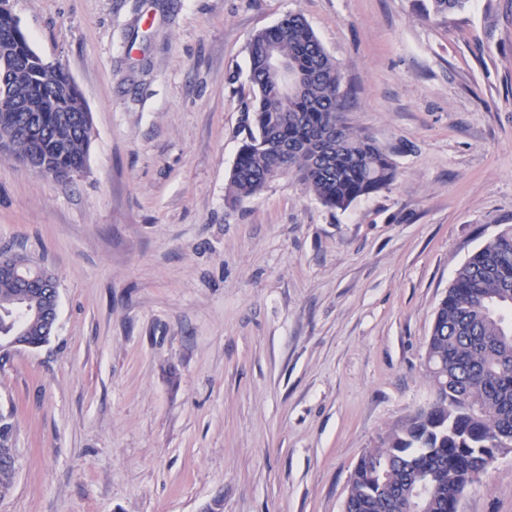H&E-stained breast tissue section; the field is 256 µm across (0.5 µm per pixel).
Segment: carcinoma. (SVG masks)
I'll use <instances>...</instances> for the list:
<instances>
[{"label": "carcinoma", "instance_id": "cac0c4a2", "mask_svg": "<svg viewBox=\"0 0 512 512\" xmlns=\"http://www.w3.org/2000/svg\"><path fill=\"white\" fill-rule=\"evenodd\" d=\"M467 2L428 0L423 8L426 16L445 19ZM268 42L313 76L301 97L280 100L262 65ZM248 53L253 97L230 175L234 198L255 195L292 169L331 209L346 210L391 184L395 169L385 151L344 122L341 71L302 16L288 15L286 31L279 21L255 33ZM16 91L25 111L0 107V152L65 172L84 168L91 115L81 111L82 95L63 66L44 62L23 32L0 43V104ZM77 113L80 129L71 120ZM331 125L338 126L337 137L321 140ZM282 144L291 152L280 162ZM46 300L33 273L0 276V344L17 335L12 312L18 306L30 311L26 341L47 343ZM423 366L432 402L391 425L364 453L344 512H457L467 486L491 469L497 454L512 451V231L486 242L457 270L436 309Z\"/></svg>", "mask_w": 512, "mask_h": 512}]
</instances>
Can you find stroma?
Instances as JSON below:
<instances>
[{"label": "stroma", "instance_id": "1", "mask_svg": "<svg viewBox=\"0 0 512 512\" xmlns=\"http://www.w3.org/2000/svg\"><path fill=\"white\" fill-rule=\"evenodd\" d=\"M92 118L59 182L0 155V247L56 275L48 344L0 362V512H343L362 454L431 398L456 271L512 226V0H10ZM302 15L393 183L332 210L288 173L232 199L248 42ZM458 512H512V452ZM429 4H424L423 8L426 16L434 19H445L448 14L454 13L465 7L468 0H428Z\"/></svg>", "mask_w": 512, "mask_h": 512}]
</instances>
